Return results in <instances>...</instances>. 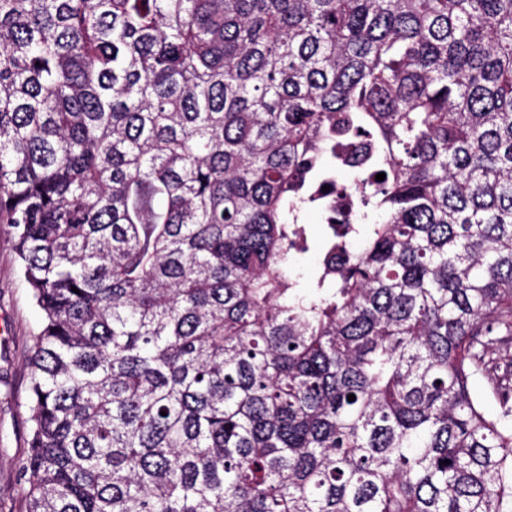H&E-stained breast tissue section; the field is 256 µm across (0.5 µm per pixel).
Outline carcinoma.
I'll use <instances>...</instances> for the list:
<instances>
[{
    "instance_id": "cac0c4a2",
    "label": "carcinoma",
    "mask_w": 512,
    "mask_h": 512,
    "mask_svg": "<svg viewBox=\"0 0 512 512\" xmlns=\"http://www.w3.org/2000/svg\"><path fill=\"white\" fill-rule=\"evenodd\" d=\"M0 228L22 512H512V0H0ZM304 223L307 224L308 236L311 239V249L297 257L294 266V273L301 274L303 277L309 276L315 269L318 259V245L325 231L321 215L317 211H309L305 216ZM39 315L22 281L16 244L0 230V512H18L22 491L12 460L24 447L28 359Z\"/></svg>"
}]
</instances>
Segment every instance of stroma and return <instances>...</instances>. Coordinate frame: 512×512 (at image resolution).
<instances>
[{
  "label": "stroma",
  "mask_w": 512,
  "mask_h": 512,
  "mask_svg": "<svg viewBox=\"0 0 512 512\" xmlns=\"http://www.w3.org/2000/svg\"><path fill=\"white\" fill-rule=\"evenodd\" d=\"M39 315L19 271L16 244L0 231V512H18L13 459L24 446L27 363Z\"/></svg>",
  "instance_id": "obj_1"
}]
</instances>
